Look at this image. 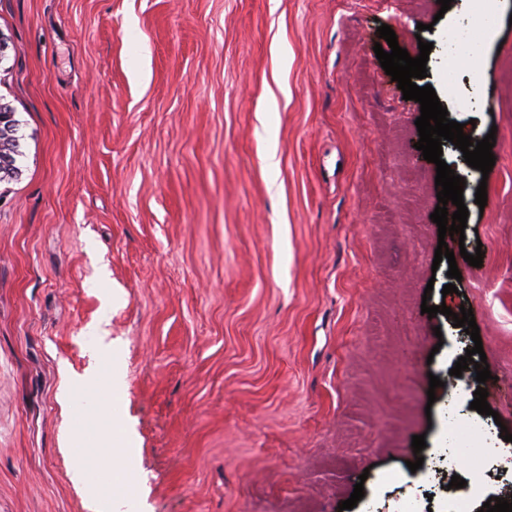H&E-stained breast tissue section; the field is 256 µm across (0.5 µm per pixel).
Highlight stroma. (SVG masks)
Wrapping results in <instances>:
<instances>
[{
  "instance_id": "obj_1",
  "label": "stroma",
  "mask_w": 512,
  "mask_h": 512,
  "mask_svg": "<svg viewBox=\"0 0 512 512\" xmlns=\"http://www.w3.org/2000/svg\"><path fill=\"white\" fill-rule=\"evenodd\" d=\"M496 13L452 68L472 0H0L21 151L0 183V512H96L67 390L102 336L137 512H339L359 482L352 512H445L470 495L448 487L464 461L439 459L452 413L492 451L483 495L512 498V0ZM382 23L410 57L432 43L426 82L464 134H496L489 174L442 153L487 182L463 236L431 218ZM442 240L483 257L447 295ZM426 299L472 309L485 384L450 376L475 343Z\"/></svg>"
}]
</instances>
